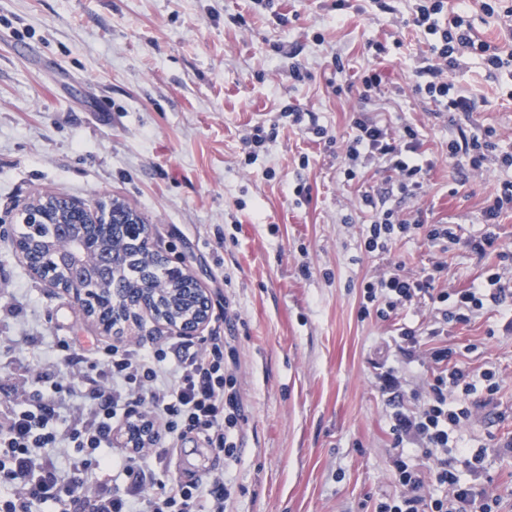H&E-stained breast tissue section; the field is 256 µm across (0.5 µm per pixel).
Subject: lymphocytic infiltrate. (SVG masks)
I'll list each match as a JSON object with an SVG mask.
<instances>
[{
	"instance_id": "lymphocytic-infiltrate-1",
	"label": "lymphocytic infiltrate",
	"mask_w": 512,
	"mask_h": 512,
	"mask_svg": "<svg viewBox=\"0 0 512 512\" xmlns=\"http://www.w3.org/2000/svg\"><path fill=\"white\" fill-rule=\"evenodd\" d=\"M409 25L428 45V53L412 67L409 85L429 112L461 114L470 119L479 99L449 75L463 58L479 59L486 68L512 69V50L479 38L465 0H413ZM341 157L347 176L357 167L381 163L396 173L400 194H416L429 162L421 158L417 130L409 125L391 129L361 118ZM495 128L460 130L448 140L450 160L467 161L476 171L487 163L512 170V151L501 149ZM512 212V178L502 180L482 209L485 230L477 238L460 240L450 224H430L422 218H400L392 209L380 210L363 234L365 252L387 251L399 238L422 234L436 244L466 243L472 253L495 252L499 263L486 269L469 288L435 290L447 272L435 260L414 273L401 265L363 284L360 318L386 321L398 310L426 299L442 304L445 326L468 322L485 306L512 301V251L500 248L496 231L503 213ZM232 347L219 332L198 338L172 336L149 345L85 348L58 343L51 369L36 374L19 396L0 409V512H231L232 495L223 473L206 480H182L168 473L179 442L194 435L215 455L233 461L245 420L238 380L228 367ZM432 365L427 394L414 409L405 404L398 372L387 367L378 376L379 390L393 411L390 433L395 450L418 445L427 458L431 479L420 470L396 461L397 491L380 500L375 512H501L500 497L481 481L480 472L464 480L456 468L466 444L460 431L473 414L494 405L500 390L495 366L471 368L456 349L429 352ZM68 425H61L62 414ZM142 416L158 424L149 447L112 457L116 429ZM109 470L111 482L98 483L93 471ZM441 488L433 495L429 483Z\"/></svg>"
}]
</instances>
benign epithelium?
<instances>
[{
  "label": "benign epithelium",
  "mask_w": 512,
  "mask_h": 512,
  "mask_svg": "<svg viewBox=\"0 0 512 512\" xmlns=\"http://www.w3.org/2000/svg\"><path fill=\"white\" fill-rule=\"evenodd\" d=\"M20 219L21 223L30 225L34 230L38 229V224L51 219L59 223L58 238L69 242V251L53 245L39 250L18 245L16 255L35 279L67 296L102 335L128 336L142 328L144 319L148 318L175 336H198L209 322L212 314L209 291L199 285L184 261L175 264L165 254L159 257L161 266L174 277L184 278L191 284L194 306L190 315L173 320L158 317L148 303V298L157 293L152 288L154 268L151 266L143 273L140 297L107 287L114 255L100 249L98 229L100 222H112V202L90 207L66 197L41 194L23 209ZM121 231V238L137 246L147 240L145 226L134 209L129 211ZM133 424L141 427L139 434L134 436L128 430L120 433L121 444L131 450L146 447L151 433L144 428L145 420L137 417Z\"/></svg>",
  "instance_id": "benign-epithelium-1"
}]
</instances>
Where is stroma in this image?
<instances>
[{
  "instance_id": "1",
  "label": "stroma",
  "mask_w": 512,
  "mask_h": 512,
  "mask_svg": "<svg viewBox=\"0 0 512 512\" xmlns=\"http://www.w3.org/2000/svg\"><path fill=\"white\" fill-rule=\"evenodd\" d=\"M387 2L393 13L353 0L340 18L327 0H0V305L13 308L0 312V343L19 342L0 400L49 365L59 342L110 343L17 260L22 208L41 193L117 199L146 219L152 249L209 290L208 326L233 339L248 415L231 469L235 512H373L394 493L390 407L375 375L402 363L388 345L396 322L424 328L421 351L476 343L472 367L499 369V410H482L461 434L484 447V473L512 512V456L499 447L512 437V309L439 336L426 333L439 318L426 301L390 323L358 316L363 282L389 264L413 272L440 260L464 289L498 262L464 241L482 232L505 173L449 161V114L425 112L406 88L427 45L404 24L407 0ZM390 36L401 57L373 60L368 40ZM339 60L350 74L379 68V95L365 104L337 93ZM452 76L486 99L474 122L512 148V74L471 59ZM356 117L417 126L433 162L419 194L394 193V173L379 164L345 177L340 154ZM367 193L400 217L457 225L460 244L444 252L418 235L364 252ZM402 365L405 401L420 402L429 368ZM223 465L188 439L170 470L203 478Z\"/></svg>"
}]
</instances>
